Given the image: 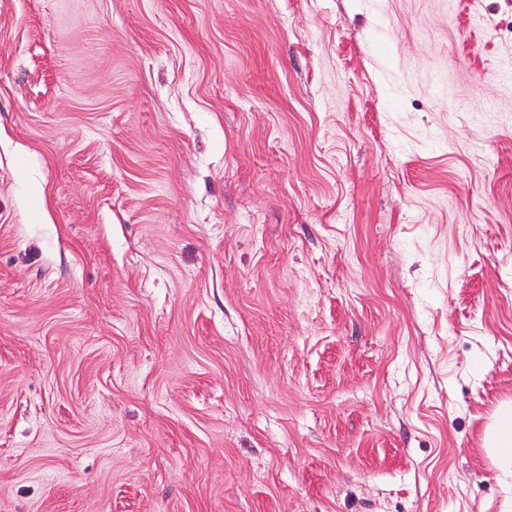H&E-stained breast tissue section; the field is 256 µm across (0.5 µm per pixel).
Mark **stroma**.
<instances>
[{"mask_svg": "<svg viewBox=\"0 0 512 512\" xmlns=\"http://www.w3.org/2000/svg\"><path fill=\"white\" fill-rule=\"evenodd\" d=\"M512 0H0V512H506ZM485 447L505 465L512 460V403L499 406L485 434Z\"/></svg>", "mask_w": 512, "mask_h": 512, "instance_id": "stroma-1", "label": "stroma"}]
</instances>
